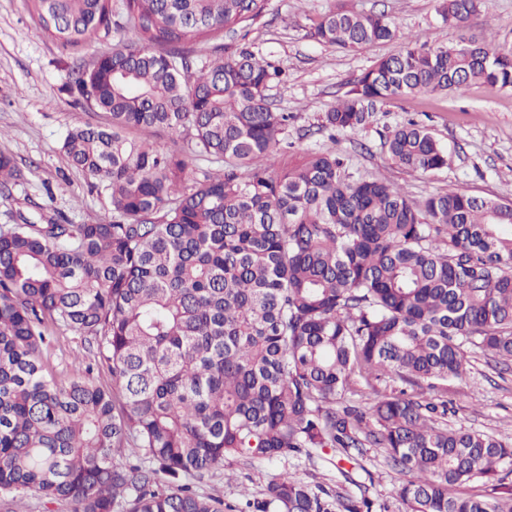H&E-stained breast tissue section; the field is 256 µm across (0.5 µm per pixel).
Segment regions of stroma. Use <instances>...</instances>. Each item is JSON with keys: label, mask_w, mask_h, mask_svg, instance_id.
Wrapping results in <instances>:
<instances>
[{"label": "stroma", "mask_w": 512, "mask_h": 512, "mask_svg": "<svg viewBox=\"0 0 512 512\" xmlns=\"http://www.w3.org/2000/svg\"><path fill=\"white\" fill-rule=\"evenodd\" d=\"M438 0H267L260 20L224 43L249 46L279 66L283 75L268 90L279 111L288 113V147L281 161L310 151L335 150L347 158L350 172L382 176L416 199L452 187L474 196L512 201V89L471 85L461 94L409 97L377 104L370 124L357 132L320 131V116L343 98L353 81L373 63L397 52L403 41L445 45L463 36H490L501 52L512 51V0H483L464 29L444 24ZM384 13L397 24V39L347 51L312 39V25L332 7ZM115 30L94 35L75 50L63 49L42 33L30 0H0V153L9 155L23 179L0 187V228L28 219L44 223L93 224L110 214L109 198L62 149L70 129L94 121L72 85L73 69L111 52L131 37L124 26L122 0H112ZM417 122L428 128L448 151V165L420 174L390 160L384 142L389 134ZM85 336L54 330L44 352L49 372L63 377L92 366V380L111 387L107 364L94 358ZM467 374L448 382V424L512 438V365L505 366L481 352L469 355ZM291 471L307 482L338 480L328 455L278 462L243 464L229 458L207 481L205 489L229 503L242 491L261 493L269 476ZM353 479L369 497L387 504L388 512H405L395 499L396 474L380 449H368Z\"/></svg>", "instance_id": "obj_1"}]
</instances>
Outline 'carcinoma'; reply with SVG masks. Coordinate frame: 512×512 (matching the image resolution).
I'll list each match as a JSON object with an SVG mask.
<instances>
[{"instance_id": "carcinoma-1", "label": "carcinoma", "mask_w": 512, "mask_h": 512, "mask_svg": "<svg viewBox=\"0 0 512 512\" xmlns=\"http://www.w3.org/2000/svg\"><path fill=\"white\" fill-rule=\"evenodd\" d=\"M42 32L83 46L112 24V0H33ZM133 38L74 70L101 124L63 150L103 185L94 224L23 220L0 229V498L44 512H387L366 493L272 475L242 508L202 494L232 457L246 463L328 449L336 469L380 448L405 476L406 512H512V441L448 427L440 384L467 349L512 362V202L449 188L420 200L354 177L336 152L281 162L288 114L268 100L279 70L247 48L194 45L255 23L266 0H122ZM479 0H440L463 27ZM384 14L331 10L312 27L343 50L393 40ZM512 89V54L484 38L377 60L321 129L358 131L377 102ZM192 132L222 170L190 177L189 155L127 136ZM391 161L428 173L448 154L409 122ZM21 170L0 153V185ZM98 339L112 390L59 382L43 353L50 327ZM395 387L368 402L356 379Z\"/></svg>"}]
</instances>
